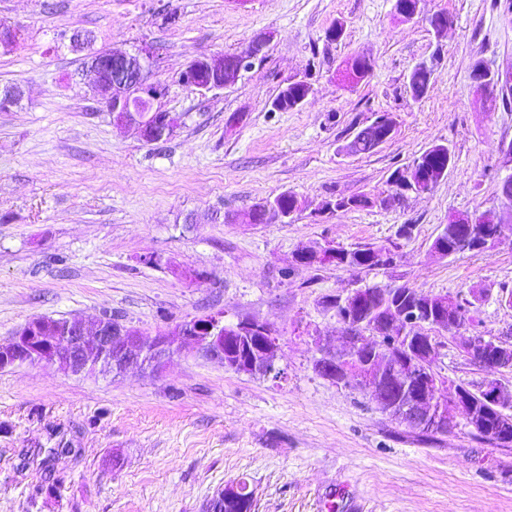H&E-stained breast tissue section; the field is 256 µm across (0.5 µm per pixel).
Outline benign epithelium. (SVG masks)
<instances>
[{"label": "benign epithelium", "instance_id": "1", "mask_svg": "<svg viewBox=\"0 0 512 512\" xmlns=\"http://www.w3.org/2000/svg\"><path fill=\"white\" fill-rule=\"evenodd\" d=\"M269 38L254 41L251 51L196 58L181 74L183 83L200 88L198 81L209 75L205 89H221L238 81L247 63L267 44ZM155 57V48L145 46L135 54L109 52V57H90L88 66L95 75V92L121 122L138 125L142 138L156 144L169 140L177 128L175 117L152 111L153 101L164 94V89L147 81V68ZM424 176L417 164L407 167L401 182L408 196H423ZM495 224L491 236L478 235L479 224ZM501 215L489 220L483 211L456 214L448 217L450 224L464 225L458 243L460 249L494 248L501 237ZM346 258L339 247L330 244L303 246L294 254V262L304 267H318ZM364 289L354 288L338 298L343 314L338 317L340 329L334 337L316 335L313 344L320 357L313 364L314 371L336 385H353L366 391L378 407L395 415L403 423L421 429L450 431L456 427V417L463 415L471 405L472 396L508 412L512 410V385L495 376L486 377L476 390H458L451 398L440 395L442 382L435 372L417 370L418 358L408 359L401 349H381L377 355H367L363 347L369 340L378 339L376 322L363 316ZM424 311L434 321L437 331H448V325L458 321L459 315L444 302L433 298L419 303L416 313L400 315L395 321L399 335L406 334L409 325L418 321L417 312ZM281 349L275 330L266 322L240 320L224 323V314L217 312L179 326L167 333L145 339L134 328L115 325L101 315L91 328L78 320H59L51 317L32 319L21 326L13 340L0 346V369L14 365H57L74 375L91 374L97 370H122L132 364L162 368L166 358L175 352L188 351L206 355L224 363V367L239 373L270 376L276 372L275 362ZM461 349L484 354L482 369H512V342L488 339L479 333L467 336Z\"/></svg>", "mask_w": 512, "mask_h": 512}]
</instances>
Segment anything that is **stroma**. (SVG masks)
<instances>
[{"mask_svg":"<svg viewBox=\"0 0 512 512\" xmlns=\"http://www.w3.org/2000/svg\"><path fill=\"white\" fill-rule=\"evenodd\" d=\"M0 0L20 29L0 52V345L39 316L91 322L109 312L150 338L220 312L269 323L281 345L272 380L175 353L160 371L74 375L55 365L0 370V512H203L224 486L246 482L255 512H512V448L458 425L426 440L363 391L316 374L311 338L339 325L325 295L408 284L471 302L457 335H441L435 372L445 394L487 370L462 356L463 337H512V222L485 253L441 258L431 244L454 213L494 209L512 176V105L472 81L476 63L512 72V0ZM447 14L444 34L427 18ZM342 25L343 35L326 32ZM91 43L74 48L76 33ZM262 52L234 84L180 80L202 56ZM156 49L155 109L180 120L166 142H144L98 100L89 57ZM373 71L355 87L336 74L351 56ZM431 68L414 97L411 72ZM313 92L281 112V86ZM389 114L395 129L371 152L345 151ZM435 144L453 161L435 190L391 208L329 213L337 195L387 191L396 168ZM289 192L285 223L241 213ZM410 234H401L402 225ZM386 246L392 268L296 265L304 245Z\"/></svg>","mask_w":512,"mask_h":512,"instance_id":"obj_1","label":"stroma"}]
</instances>
